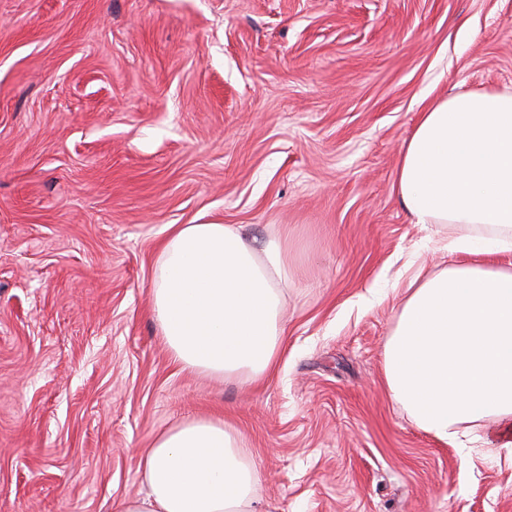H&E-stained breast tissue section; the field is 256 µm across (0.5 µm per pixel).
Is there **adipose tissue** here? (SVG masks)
I'll use <instances>...</instances> for the list:
<instances>
[{"label": "adipose tissue", "instance_id": "adipose-tissue-1", "mask_svg": "<svg viewBox=\"0 0 512 512\" xmlns=\"http://www.w3.org/2000/svg\"><path fill=\"white\" fill-rule=\"evenodd\" d=\"M394 191L415 223L483 228L512 250V92L435 98L401 148ZM287 281V238L258 251L228 224L172 227L151 310L173 361L212 377L264 378L283 345ZM385 376L423 432L461 448L465 427L490 418L492 438L512 455V261L417 274L386 345ZM137 465L147 491L120 512H257L261 473L225 421L178 423Z\"/></svg>", "mask_w": 512, "mask_h": 512}]
</instances>
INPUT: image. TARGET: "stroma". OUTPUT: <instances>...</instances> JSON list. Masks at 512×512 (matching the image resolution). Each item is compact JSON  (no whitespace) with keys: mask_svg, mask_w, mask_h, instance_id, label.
<instances>
[{"mask_svg":"<svg viewBox=\"0 0 512 512\" xmlns=\"http://www.w3.org/2000/svg\"><path fill=\"white\" fill-rule=\"evenodd\" d=\"M512 90V0H0V512H119L176 423L247 437L263 512H512V455L389 396L418 272L466 261L393 185L419 112ZM288 237L262 380L169 357L172 224Z\"/></svg>","mask_w":512,"mask_h":512,"instance_id":"1","label":"stroma"}]
</instances>
